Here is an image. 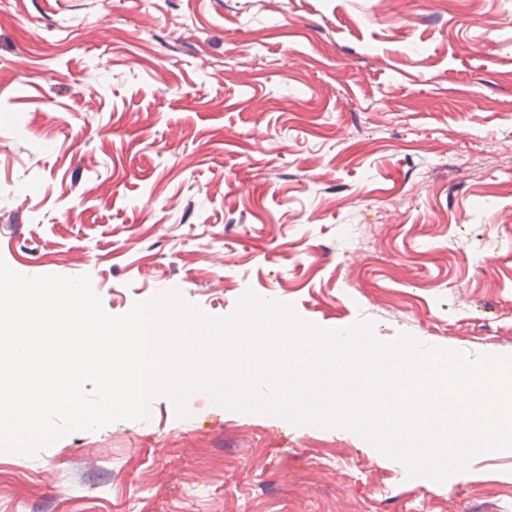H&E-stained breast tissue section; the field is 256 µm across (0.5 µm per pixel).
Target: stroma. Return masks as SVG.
<instances>
[{"label": "stroma", "mask_w": 512, "mask_h": 512, "mask_svg": "<svg viewBox=\"0 0 512 512\" xmlns=\"http://www.w3.org/2000/svg\"><path fill=\"white\" fill-rule=\"evenodd\" d=\"M0 107L46 146L0 120V258L20 274L89 276L115 316L176 290L223 317L251 292L325 329L512 355V0H0ZM346 224L371 225L366 252H342ZM187 407L0 452V512H489L512 494V450L421 489L349 430Z\"/></svg>", "instance_id": "stroma-1"}]
</instances>
